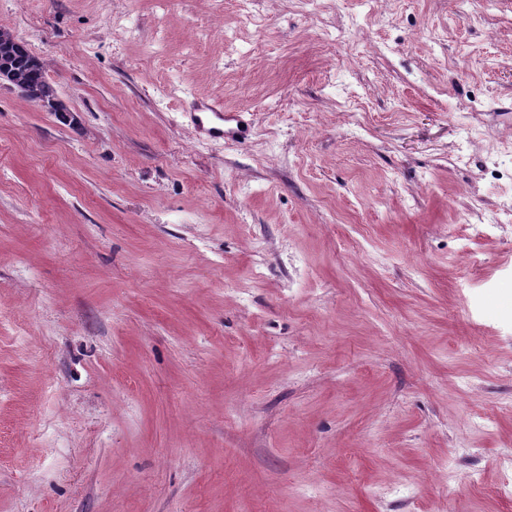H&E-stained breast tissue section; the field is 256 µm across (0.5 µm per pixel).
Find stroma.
<instances>
[{"mask_svg":"<svg viewBox=\"0 0 512 512\" xmlns=\"http://www.w3.org/2000/svg\"><path fill=\"white\" fill-rule=\"evenodd\" d=\"M0 27L75 116L0 85V512H512V0ZM241 112H225L224 105L210 101L195 104L192 123L199 137L212 140H238L244 138L247 129Z\"/></svg>","mask_w":512,"mask_h":512,"instance_id":"stroma-1","label":"stroma"}]
</instances>
